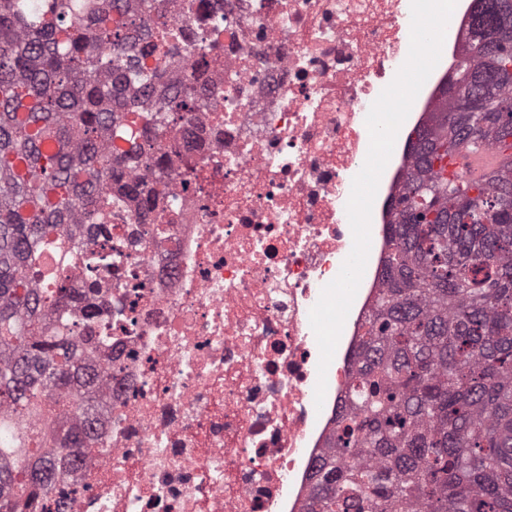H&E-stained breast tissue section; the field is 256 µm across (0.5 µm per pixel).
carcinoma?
<instances>
[{
  "label": "carcinoma",
  "mask_w": 512,
  "mask_h": 512,
  "mask_svg": "<svg viewBox=\"0 0 512 512\" xmlns=\"http://www.w3.org/2000/svg\"><path fill=\"white\" fill-rule=\"evenodd\" d=\"M171 0H0V512H38L55 461L25 419L88 417L101 376L74 336L45 331L74 298L68 273L111 237L112 192L146 214L176 132L206 88L153 84L175 49L153 15ZM446 111L413 146L395 199L386 283L310 512H512V159L479 180L437 173L441 153L512 150V0H471ZM87 454L92 425L52 428Z\"/></svg>",
  "instance_id": "cac0c4a2"
}]
</instances>
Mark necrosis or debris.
I'll use <instances>...</instances> for the list:
<instances>
[{
    "mask_svg": "<svg viewBox=\"0 0 512 512\" xmlns=\"http://www.w3.org/2000/svg\"><path fill=\"white\" fill-rule=\"evenodd\" d=\"M157 96L206 53L210 111L164 169L152 217L112 199L97 317L82 337L103 380L98 442L61 466L52 512H309L315 472L352 413L357 346L384 286L391 202L448 72L416 97L381 176L365 272L326 375L309 313L349 256L346 213L367 113L408 55L411 0H174ZM323 406L314 402L318 378Z\"/></svg>",
    "mask_w": 512,
    "mask_h": 512,
    "instance_id": "4bbe7bcc",
    "label": "necrosis or debris"
}]
</instances>
